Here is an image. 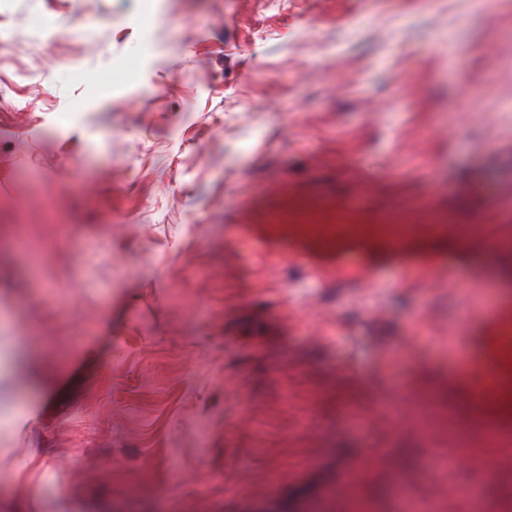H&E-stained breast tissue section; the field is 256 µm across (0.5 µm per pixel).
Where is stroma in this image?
<instances>
[{
	"label": "stroma",
	"instance_id": "35a3bbf8",
	"mask_svg": "<svg viewBox=\"0 0 512 512\" xmlns=\"http://www.w3.org/2000/svg\"><path fill=\"white\" fill-rule=\"evenodd\" d=\"M317 195L503 244L349 280L226 231ZM509 302L512 0H0V345L43 359L0 375L39 409L0 512H512L446 388L450 332Z\"/></svg>",
	"mask_w": 512,
	"mask_h": 512
}]
</instances>
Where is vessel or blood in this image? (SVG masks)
Returning <instances> with one entry per match:
<instances>
[{
	"mask_svg": "<svg viewBox=\"0 0 512 512\" xmlns=\"http://www.w3.org/2000/svg\"><path fill=\"white\" fill-rule=\"evenodd\" d=\"M276 216L262 224H238L234 236L246 256H292L319 272L332 266L373 273L393 265L420 274L440 267L455 251L495 246L478 224H292L279 235ZM456 352L448 391L494 434H512V303L472 313L448 338Z\"/></svg>",
	"mask_w": 512,
	"mask_h": 512,
	"instance_id": "obj_1",
	"label": "vessel or blood"
}]
</instances>
